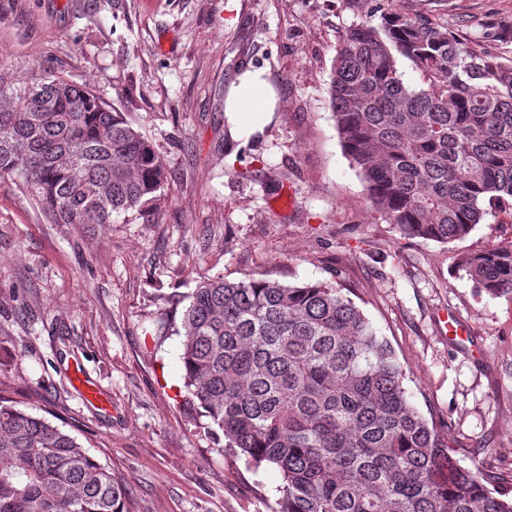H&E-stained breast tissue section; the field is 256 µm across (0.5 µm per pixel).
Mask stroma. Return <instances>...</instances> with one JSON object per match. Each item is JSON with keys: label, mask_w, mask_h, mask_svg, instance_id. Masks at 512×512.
I'll return each mask as SVG.
<instances>
[{"label": "stroma", "mask_w": 512, "mask_h": 512, "mask_svg": "<svg viewBox=\"0 0 512 512\" xmlns=\"http://www.w3.org/2000/svg\"><path fill=\"white\" fill-rule=\"evenodd\" d=\"M386 0H0V79L92 88L147 137L169 184L146 215L86 232L0 182V396L65 430L129 512H270L281 477L225 449L183 399L187 297L206 279L332 281L406 372L460 466L512 492V298L459 272L512 244V209L464 239H408L373 213L331 119L342 31ZM477 40L512 0H395ZM264 70L280 108L233 140L227 89ZM473 331L449 342L442 319Z\"/></svg>", "instance_id": "obj_1"}]
</instances>
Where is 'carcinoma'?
<instances>
[{"mask_svg": "<svg viewBox=\"0 0 512 512\" xmlns=\"http://www.w3.org/2000/svg\"><path fill=\"white\" fill-rule=\"evenodd\" d=\"M397 9L342 34L329 101L371 210L408 239H463L512 205V56ZM407 60L420 74L407 84ZM0 181L53 224H112L169 182L150 141L91 88L0 84ZM512 296V245L461 257ZM186 404L254 467L278 470L273 512H512L461 467L411 400L403 366L343 289L271 278L201 282L182 314ZM127 485L75 437L0 397V512H127Z\"/></svg>", "mask_w": 512, "mask_h": 512, "instance_id": "1", "label": "carcinoma"}]
</instances>
